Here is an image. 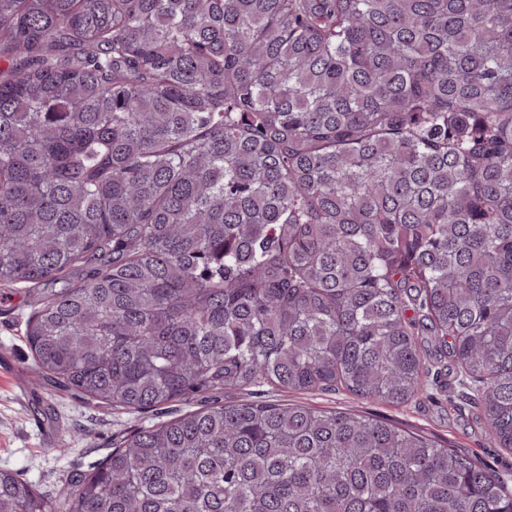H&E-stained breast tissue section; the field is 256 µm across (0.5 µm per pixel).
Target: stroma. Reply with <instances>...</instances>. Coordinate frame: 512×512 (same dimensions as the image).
I'll return each mask as SVG.
<instances>
[{
  "label": "stroma",
  "mask_w": 512,
  "mask_h": 512,
  "mask_svg": "<svg viewBox=\"0 0 512 512\" xmlns=\"http://www.w3.org/2000/svg\"><path fill=\"white\" fill-rule=\"evenodd\" d=\"M31 312L24 290L0 283V469L31 481L52 502L62 501L136 428L201 406L197 398L162 411L128 412L85 403L55 387L36 370L24 339ZM429 363L440 370L439 382L431 385L428 396L402 405L370 402L343 391H227L221 399L231 404L266 398L384 417L468 454L512 484V452L489 447L479 410L461 397L457 364L435 354Z\"/></svg>",
  "instance_id": "35a3bbf8"
}]
</instances>
